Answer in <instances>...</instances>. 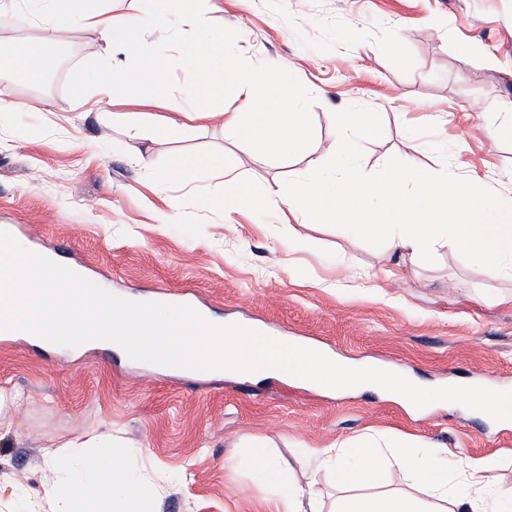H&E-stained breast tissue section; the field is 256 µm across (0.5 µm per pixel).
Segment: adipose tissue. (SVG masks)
<instances>
[{
  "label": "adipose tissue",
  "instance_id": "1",
  "mask_svg": "<svg viewBox=\"0 0 512 512\" xmlns=\"http://www.w3.org/2000/svg\"><path fill=\"white\" fill-rule=\"evenodd\" d=\"M10 4L27 12L41 28L74 24L94 29L118 52L138 49V42L131 38L135 32L178 35L180 60L196 72L199 89L220 96L225 82L236 86L238 111L216 115L223 127L240 131L261 151L294 150L311 135L298 102L278 91L276 74L244 68L226 58L221 41L202 33L200 17L189 0H156L155 11L137 20L113 14L103 0H10ZM45 67L39 43L0 45V80L22 75L36 81ZM252 461L257 475L277 488L283 512H321L311 487L286 477L264 449H255ZM392 462L413 483L425 486L428 498L371 494V487ZM303 464L313 478L322 465L331 467L345 491L338 512H512L511 482L492 490L482 486L479 466L462 472L460 461L444 448L421 455L408 441L390 456L380 447L352 445L328 457L318 453L305 457ZM44 466L54 476L45 497L56 503L58 512H126L129 505L152 502L163 492V477L135 474L122 457L96 452L88 442L47 449Z\"/></svg>",
  "mask_w": 512,
  "mask_h": 512
}]
</instances>
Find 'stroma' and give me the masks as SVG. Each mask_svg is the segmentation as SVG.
Masks as SVG:
<instances>
[{"instance_id": "obj_1", "label": "stroma", "mask_w": 512, "mask_h": 512, "mask_svg": "<svg viewBox=\"0 0 512 512\" xmlns=\"http://www.w3.org/2000/svg\"><path fill=\"white\" fill-rule=\"evenodd\" d=\"M198 6L235 59L282 76L312 128L302 152L257 151L208 119L165 139L154 115L196 88L173 41L150 46L170 61L161 99L136 52L113 53L86 27L37 29L5 5L0 42L37 40L64 54L49 59V86L0 80V104L23 106L0 115V225L115 295L150 301L186 290L222 322L384 363L429 387L462 380L512 390V279L441 247L431 264L400 259L327 225L303 226L306 242L286 246L295 221L286 205L228 224L189 203L187 190L164 202L151 177L172 156L215 150L240 178L284 183L307 175V157L336 140L333 112L361 105L384 127L362 143L364 172L395 156L512 197V138L485 131L512 100V0ZM129 122L140 137L127 135ZM0 395V512H50L45 448L93 432L111 434L113 453L131 467L165 475L154 512H275L274 487L250 469L253 447L294 467L312 450L411 439L484 462L488 485L512 476V424L459 405L418 410L373 391L189 374L103 347L0 342Z\"/></svg>"}]
</instances>
